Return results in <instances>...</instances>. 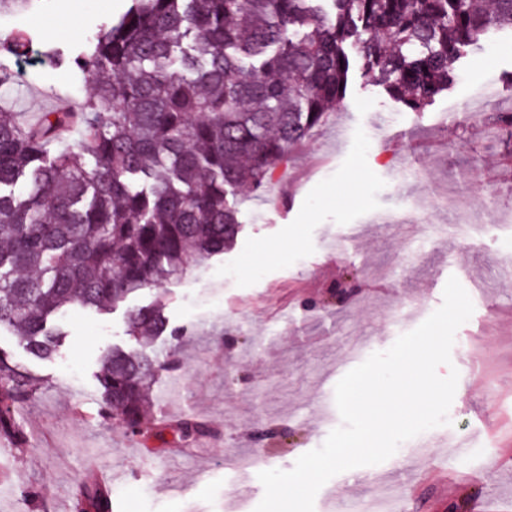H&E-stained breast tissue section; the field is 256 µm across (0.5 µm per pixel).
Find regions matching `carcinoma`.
I'll list each match as a JSON object with an SVG mask.
<instances>
[{"label":"carcinoma","instance_id":"1","mask_svg":"<svg viewBox=\"0 0 512 512\" xmlns=\"http://www.w3.org/2000/svg\"><path fill=\"white\" fill-rule=\"evenodd\" d=\"M504 30L512 0H130L79 52L52 51L91 82L79 110L35 124L0 111V327L33 359L52 357L65 308L106 312L224 253L240 228L228 196L272 180L336 110L354 69L420 112L451 87L456 63ZM28 46L17 34L0 56ZM485 125L512 139L511 112ZM125 323L147 342L101 352L100 413L149 437L151 385L170 365L150 340L168 323L159 304L127 307ZM42 385L0 350V437L16 448L28 441L17 414ZM169 428L179 443L209 430L190 415ZM76 508L111 512V501L84 482Z\"/></svg>","mask_w":512,"mask_h":512}]
</instances>
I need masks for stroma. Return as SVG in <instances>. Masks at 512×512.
Masks as SVG:
<instances>
[{
  "mask_svg": "<svg viewBox=\"0 0 512 512\" xmlns=\"http://www.w3.org/2000/svg\"><path fill=\"white\" fill-rule=\"evenodd\" d=\"M128 0H33L0 10V39L30 34L28 54L10 60L0 109L28 117L74 110L89 95L80 73L56 67L50 51L78 48L122 13ZM512 34H496L463 58L448 93L424 111L401 107L380 87L353 77L335 112L291 149L272 185L241 192L240 230L212 257L132 304H162L168 332L158 346H179L176 363L153 384L152 422L193 415L206 436L174 444L170 433L133 439L118 420L99 416L96 373L103 348L136 346L123 308L105 314L68 311L67 337L52 359H31L0 329V348L42 376L46 385L25 405L24 448L0 440V512H76L79 484L95 473L109 481L112 512H254L264 488L259 469H291L341 424L337 382L387 350L396 333L384 320L401 310V331L418 327L443 301L452 265L474 312L456 334L451 366L459 381L450 407L457 438L480 435L492 463L461 472L444 455L443 427L428 450L397 449L383 463L331 478L314 512H337L346 497L369 502L383 487L405 497V512H512V171L500 169L502 145L481 117L457 127L448 115L477 97L488 76L498 81L494 109L512 110ZM421 159L427 175L401 180L400 167ZM458 186L492 195L474 222L489 233L471 241L445 233L456 217L436 211L402 222L416 201ZM423 252L407 257L408 240ZM355 276V295L337 305L336 289ZM261 468L231 466L240 453Z\"/></svg>",
  "mask_w": 512,
  "mask_h": 512,
  "instance_id": "stroma-1",
  "label": "stroma"
}]
</instances>
